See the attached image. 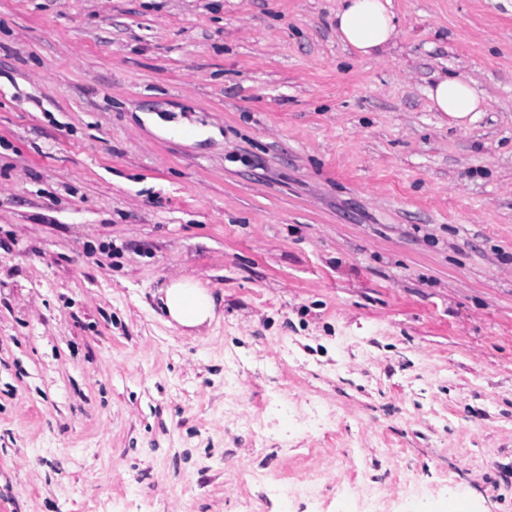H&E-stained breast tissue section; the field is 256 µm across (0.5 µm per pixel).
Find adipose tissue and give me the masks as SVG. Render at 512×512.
Here are the masks:
<instances>
[{
	"instance_id": "1",
	"label": "adipose tissue",
	"mask_w": 512,
	"mask_h": 512,
	"mask_svg": "<svg viewBox=\"0 0 512 512\" xmlns=\"http://www.w3.org/2000/svg\"><path fill=\"white\" fill-rule=\"evenodd\" d=\"M336 33L356 54L372 58L389 50L398 35L390 0H339L335 15ZM431 108L444 113L457 127L473 123L482 112L487 96L470 79L440 75L428 90ZM169 324L198 328L216 317V301L192 278L174 280L161 298Z\"/></svg>"
}]
</instances>
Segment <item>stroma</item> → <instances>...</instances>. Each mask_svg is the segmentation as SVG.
Instances as JSON below:
<instances>
[{"instance_id":"obj_1","label":"stroma","mask_w":512,"mask_h":512,"mask_svg":"<svg viewBox=\"0 0 512 512\" xmlns=\"http://www.w3.org/2000/svg\"><path fill=\"white\" fill-rule=\"evenodd\" d=\"M337 4L0 0V512H512V0ZM336 33L341 42L361 57L385 53L398 36L391 0H338ZM431 109L448 116L449 125L467 127L484 112L486 93L460 75H439L428 90ZM161 292L160 300L169 325L199 328L216 317L214 297L192 278L176 279Z\"/></svg>"}]
</instances>
